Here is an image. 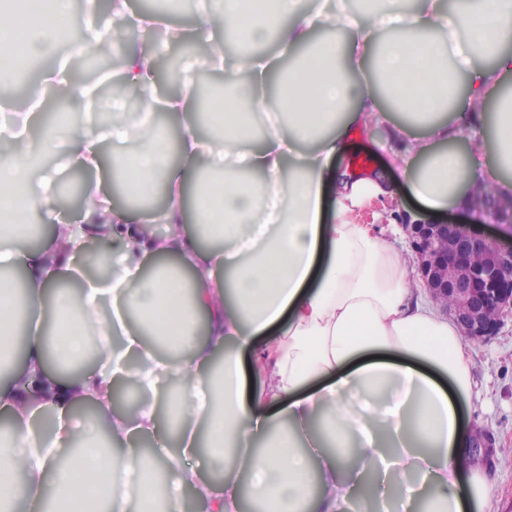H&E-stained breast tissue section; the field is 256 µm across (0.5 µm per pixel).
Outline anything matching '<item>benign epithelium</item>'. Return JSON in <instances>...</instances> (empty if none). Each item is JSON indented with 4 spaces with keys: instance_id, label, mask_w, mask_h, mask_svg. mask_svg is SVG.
I'll return each mask as SVG.
<instances>
[{
    "instance_id": "1",
    "label": "benign epithelium",
    "mask_w": 512,
    "mask_h": 512,
    "mask_svg": "<svg viewBox=\"0 0 512 512\" xmlns=\"http://www.w3.org/2000/svg\"><path fill=\"white\" fill-rule=\"evenodd\" d=\"M403 228L430 293L450 302L449 314L464 338L482 341L512 316V275L504 261L512 247L452 222L406 220Z\"/></svg>"
}]
</instances>
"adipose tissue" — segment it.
Wrapping results in <instances>:
<instances>
[{
    "instance_id": "1",
    "label": "adipose tissue",
    "mask_w": 512,
    "mask_h": 512,
    "mask_svg": "<svg viewBox=\"0 0 512 512\" xmlns=\"http://www.w3.org/2000/svg\"><path fill=\"white\" fill-rule=\"evenodd\" d=\"M212 0L193 7L191 39L208 47L275 42L291 57L217 56L226 92L217 133L192 119L197 70L158 98L144 58L124 52L125 86L164 126L127 118L94 134L63 115L34 139L35 116L55 85L84 99L71 61L100 41L103 7L85 0L66 56L52 14L70 0H0V85L35 58H52L27 110L0 114L23 153L0 154V512H141L155 465L137 443L172 450L166 512L193 493L209 512H240L243 491L262 512H374L378 495L421 512H495L489 480L466 476L471 363L441 301L426 296L404 234L351 219L393 180L340 178L333 160L355 129H386L390 155L423 214L484 194L512 199V0H382L370 14L345 0ZM373 80H360L363 70ZM87 173L86 236L114 244L108 273L78 257L62 220L55 172L40 191L19 185L41 152ZM111 171L127 199L102 189ZM163 194L148 235L129 199ZM46 210L42 248L26 253L31 214ZM202 235L186 231V222ZM27 348L12 368L18 333ZM105 352L81 369L87 336ZM262 379L260 392L250 375ZM140 401L119 404L126 386ZM52 410L50 428L40 426ZM121 447L114 455L113 447Z\"/></svg>"
}]
</instances>
